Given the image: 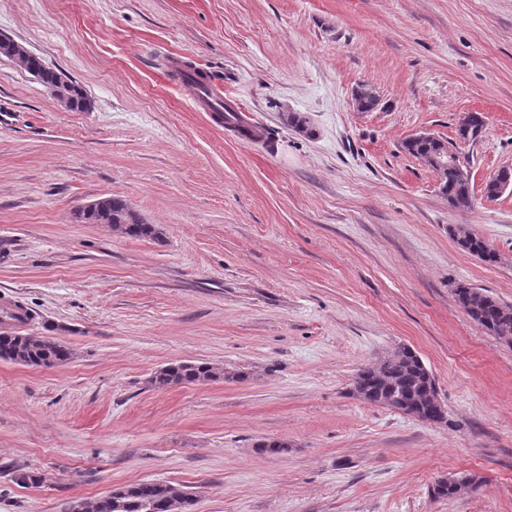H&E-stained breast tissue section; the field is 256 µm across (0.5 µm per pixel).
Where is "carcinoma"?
I'll return each mask as SVG.
<instances>
[{
  "mask_svg": "<svg viewBox=\"0 0 512 512\" xmlns=\"http://www.w3.org/2000/svg\"><path fill=\"white\" fill-rule=\"evenodd\" d=\"M29 64L37 70L40 82L49 91L57 88L58 72L47 68L35 56ZM68 110L85 111L87 94L80 85L67 90ZM224 128L244 133L252 139H268L263 128L247 126L241 112L224 113ZM402 148L412 156L423 159L434 153L436 142L431 139L408 138ZM440 190L455 209L464 208L463 198L467 185L462 173L455 166L439 171ZM512 184V169L503 168L484 187L488 197L500 196L499 188ZM76 221L85 224H108L113 229L136 239H160L159 229L144 221L118 196L106 197L101 206L82 207L75 213ZM460 248L485 263H494L496 254L478 234L458 227L452 230ZM456 302L464 313L486 333L502 343L512 346V305L503 303L479 288L460 284L454 289ZM30 313L23 306H0V323L8 319L15 325L0 332V360L23 366L52 368L67 363L72 351L66 340L54 335L58 326H46L47 334L35 336L22 333L21 326L29 320ZM241 374H228L224 369L206 362L176 361L157 369L150 378L156 389L183 387L193 384L219 381H240ZM435 379L417 353L409 347H401L373 365L357 370L351 382V394L369 404L415 416L431 424L447 422L441 405L432 395ZM12 481L20 487L42 484L45 477L22 464L9 467ZM476 485V477L461 479L442 477L432 486V494L439 499L456 495L463 487ZM195 502L184 486L162 482H139L117 487L94 499H72L76 512H191Z\"/></svg>",
  "mask_w": 512,
  "mask_h": 512,
  "instance_id": "carcinoma-1",
  "label": "carcinoma"
}]
</instances>
